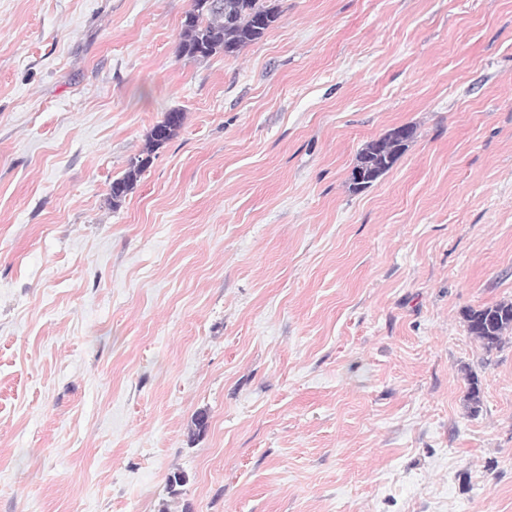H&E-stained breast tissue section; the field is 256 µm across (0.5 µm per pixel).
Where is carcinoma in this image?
I'll return each mask as SVG.
<instances>
[{
    "mask_svg": "<svg viewBox=\"0 0 512 512\" xmlns=\"http://www.w3.org/2000/svg\"><path fill=\"white\" fill-rule=\"evenodd\" d=\"M279 19L276 6L269 0H192L191 9L182 23L178 54L186 59H207L219 53L233 55L242 48L261 39ZM184 121V113L171 110L151 131L146 152L173 139ZM405 141L390 132L369 142L359 154L356 168L365 176L354 180L362 188L376 181L397 160ZM148 159H141L126 175L112 181V201L125 197ZM468 333L478 339L485 349L492 350L502 343L506 331L512 330V302H500L466 315Z\"/></svg>",
    "mask_w": 512,
    "mask_h": 512,
    "instance_id": "cac0c4a2",
    "label": "carcinoma"
}]
</instances>
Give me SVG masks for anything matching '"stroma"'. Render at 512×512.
Listing matches in <instances>:
<instances>
[{
  "label": "stroma",
  "mask_w": 512,
  "mask_h": 512,
  "mask_svg": "<svg viewBox=\"0 0 512 512\" xmlns=\"http://www.w3.org/2000/svg\"><path fill=\"white\" fill-rule=\"evenodd\" d=\"M276 2L0 0V512H512V0ZM271 0H192L182 23L178 54L207 59L233 55L261 39L279 19ZM183 121V112L179 110L166 112L163 120L152 129L146 152L149 154L156 146L173 139L181 129ZM396 128L377 140L369 142L359 154L353 170L361 169L365 176L362 180L353 177L356 188L366 187L388 171L397 160L405 142L395 132ZM149 159H141L138 160L135 165H133L126 175L121 178L114 180L110 187V195L112 197V203L115 201L121 200V198L125 197L127 192L130 190V187L134 180H136L138 174L146 167ZM467 330L488 351L498 348L506 331L512 330V302H500L479 309H470L466 315Z\"/></svg>",
  "instance_id": "35a3bbf8"
}]
</instances>
